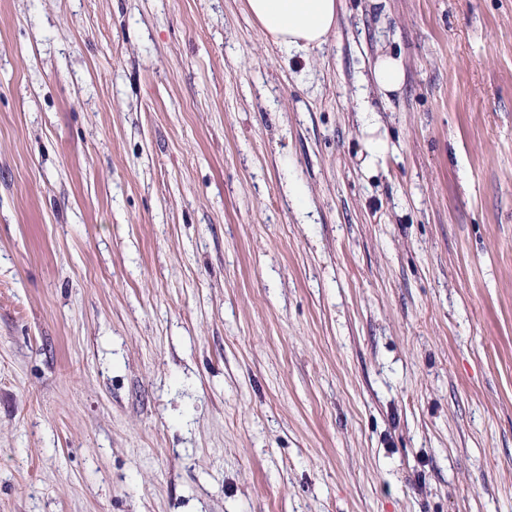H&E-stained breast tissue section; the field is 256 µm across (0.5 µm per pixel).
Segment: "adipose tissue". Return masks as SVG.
<instances>
[{"mask_svg":"<svg viewBox=\"0 0 512 512\" xmlns=\"http://www.w3.org/2000/svg\"><path fill=\"white\" fill-rule=\"evenodd\" d=\"M253 21L288 51L322 46L335 32L342 0H246Z\"/></svg>","mask_w":512,"mask_h":512,"instance_id":"adipose-tissue-1","label":"adipose tissue"}]
</instances>
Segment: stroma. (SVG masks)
I'll list each match as a JSON object with an SVG mask.
<instances>
[{"label": "stroma", "instance_id": "obj_1", "mask_svg": "<svg viewBox=\"0 0 512 512\" xmlns=\"http://www.w3.org/2000/svg\"><path fill=\"white\" fill-rule=\"evenodd\" d=\"M244 3L0 0V512H512V0ZM272 42L290 52L322 46L336 31L343 0H245ZM370 82L384 96L399 91L404 83L405 69L400 57L379 53L370 69Z\"/></svg>", "mask_w": 512, "mask_h": 512}]
</instances>
